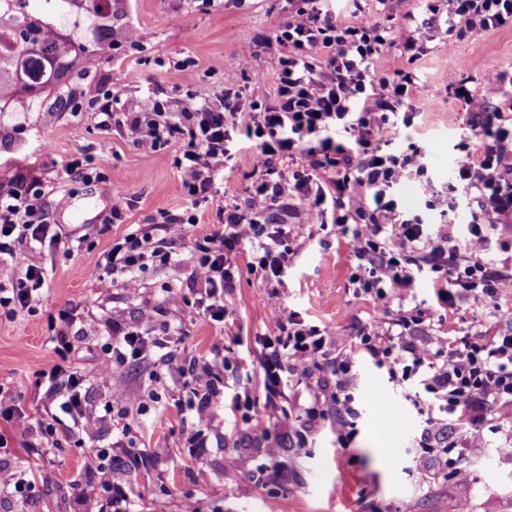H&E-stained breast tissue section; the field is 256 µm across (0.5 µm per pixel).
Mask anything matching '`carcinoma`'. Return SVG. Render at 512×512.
Listing matches in <instances>:
<instances>
[{
	"label": "carcinoma",
	"mask_w": 512,
	"mask_h": 512,
	"mask_svg": "<svg viewBox=\"0 0 512 512\" xmlns=\"http://www.w3.org/2000/svg\"><path fill=\"white\" fill-rule=\"evenodd\" d=\"M13 15L12 39L24 54L5 49L0 40V103L6 104L22 92L35 98L45 89L62 81L87 48L77 40L54 32L37 9L19 11L18 0H0V16Z\"/></svg>",
	"instance_id": "carcinoma-1"
}]
</instances>
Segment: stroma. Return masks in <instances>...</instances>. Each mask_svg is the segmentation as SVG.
Returning a JSON list of instances; mask_svg holds the SVG:
<instances>
[{"mask_svg":"<svg viewBox=\"0 0 512 512\" xmlns=\"http://www.w3.org/2000/svg\"><path fill=\"white\" fill-rule=\"evenodd\" d=\"M357 6L385 26L409 13L416 17L428 55L411 62L388 46L377 67L387 73L409 70L420 78L421 110L393 149L419 151L443 203L440 210L427 209L415 181L400 187L399 199L425 221L445 216L465 231L476 203L454 186L452 167L467 116L448 78L463 73L479 90L487 74L512 70V29L456 35L447 49L441 45L443 33L427 24L424 0H390L384 11L376 0H345L341 16ZM291 9V0H112L113 40L97 42L91 20H81L74 30L88 51L77 69L38 98L15 99L0 116V189L18 167L41 162L46 202L63 234L62 246L29 253L48 270L47 290L31 310L0 316V403L36 416L49 406L52 396L41 374L59 361L58 313L68 309L78 327L72 337L76 363L91 378L87 407L94 417L79 439H61L42 453L44 480L23 499L14 496L13 481L28 465L25 442H37L38 434H20L0 420V435L7 440L0 449V512H183L189 501L198 512H512V404L498 407L500 425L486 432V446L468 460L464 479L439 472L424 484L418 476L422 457L414 408L383 369H364L357 381L356 436L350 448L337 447L330 420L318 422L302 448L292 430L267 435L261 426L235 422L230 409L220 408L206 448L192 456L196 427L185 404L184 382L198 361L211 357L216 334H223L225 349L239 359L219 374L225 395L246 390L259 398L263 378L257 338L273 328L267 306L271 295L325 328L338 350L348 348L357 328L377 326L381 318L373 300L354 295L353 268L336 228L320 229L302 209L281 214L295 234L283 282L264 283L241 272L220 325L195 308L186 263L150 269L136 295L118 286L100 287L78 274L93 268L114 239L150 224L160 212L177 213L188 205L175 165L178 144L145 152L130 137L101 131L90 98L111 91L119 112L138 108L150 97L172 106L190 96L216 98L223 93L225 71L235 68L248 44L255 57L237 83L248 98L271 93L276 52L265 42ZM86 149L95 156L98 182L64 178V164ZM252 171L251 153L242 151L216 180L224 200L248 198ZM116 186L135 200L120 224L110 221ZM172 291L179 293V304L168 303ZM499 304L494 315L473 303L435 313L420 325L418 337L443 335L451 328L494 335L512 327V292ZM169 325L183 327L185 334L171 344L168 357L127 363L116 370L110 386L95 380L103 338L135 327L153 336ZM107 401L113 409L109 415L102 410ZM269 442L278 446L286 469L280 484L259 473ZM131 447L145 451L146 465L130 463L126 452ZM99 448L111 449V461L98 463ZM115 488L125 492L126 500L113 508Z\"/></svg>","mask_w":512,"mask_h":512,"instance_id":"35a3bbf8","label":"stroma"}]
</instances>
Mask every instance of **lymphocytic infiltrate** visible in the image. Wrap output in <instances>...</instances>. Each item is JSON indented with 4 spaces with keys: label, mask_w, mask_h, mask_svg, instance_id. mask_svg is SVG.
Segmentation results:
<instances>
[{
    "label": "lymphocytic infiltrate",
    "mask_w": 512,
    "mask_h": 512,
    "mask_svg": "<svg viewBox=\"0 0 512 512\" xmlns=\"http://www.w3.org/2000/svg\"><path fill=\"white\" fill-rule=\"evenodd\" d=\"M430 21L446 34L463 30L512 28V0H428ZM414 16L384 27L355 13L338 19L336 0H295L286 22L275 34L276 81L271 95L241 107L235 86L240 72L250 68L255 52L242 48L237 68L224 75V95L218 101L189 97L176 111L147 99L137 110L116 114L111 96L98 105V126L109 132L119 126L147 152L168 145L180 135L187 144L176 158L182 188L191 206L178 214L162 213L154 230L131 232L115 240L88 277L100 287L121 286L138 293L141 274L155 264L173 261L176 244L191 239L197 222L193 206L213 198L215 176L242 149L253 153L255 179L246 205L218 208L219 227L196 246L189 280L199 309L210 320L228 314L226 297L240 271L264 282L282 281L287 274L291 234L280 213L297 202L319 224L350 227L347 243L356 270L350 283L354 294L372 297L381 305L406 301L418 276H427L440 308H455L470 300L494 304L512 290V257L493 256L494 238L512 236V93L502 73L486 76L482 92L469 90L466 80H451L470 115L477 147L462 146L455 159L456 181L476 201L465 235L454 224H430L408 217L397 195L412 177L421 178L428 200L437 193L424 180L417 154L398 156L385 151L388 135L410 127L417 111L415 73L376 68L385 46L392 45L414 61L426 55L414 28ZM62 238L45 202V189L34 170L17 172L7 190L0 191V314L14 316L30 308L48 286L44 266L29 262L22 245H60ZM253 256L239 268L242 247ZM272 332L259 339L264 374V401L247 396L231 399L244 421L263 423L267 407H280L275 424L287 427L291 416L283 409L294 388V376L311 369H328L336 379L329 402L313 400L304 409L307 423L335 413L336 442L349 447L357 414L354 383L361 363L386 370L397 387L413 386L410 396L422 421L418 446L424 463L418 474L429 482L432 467L466 474V461L484 448V433L496 428L494 408L512 402V328L495 336H431L418 342L421 309L401 311L376 328L358 329L349 349L332 353L331 338L297 312L271 301ZM60 357L44 377L57 396L54 409L33 416L13 406L0 418L18 431L39 427L43 443L83 429L86 377L69 356L73 344L58 331ZM169 340L147 338L132 329L103 343L99 369L111 380L115 368L166 349ZM196 412V447H204L213 407L223 398L211 363H203L191 380ZM464 431L459 441L449 430Z\"/></svg>",
    "instance_id": "1"
}]
</instances>
